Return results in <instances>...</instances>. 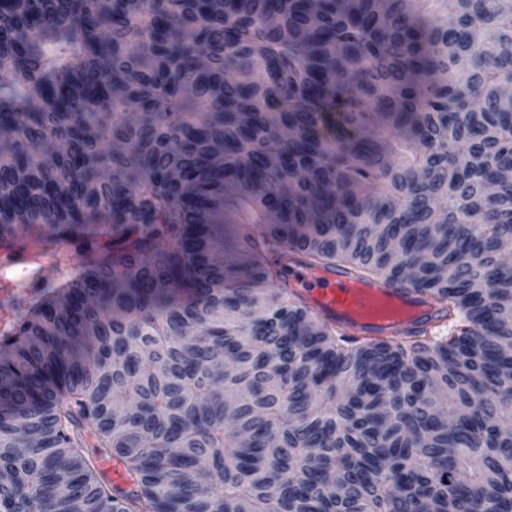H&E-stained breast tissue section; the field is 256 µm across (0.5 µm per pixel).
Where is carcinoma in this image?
Returning a JSON list of instances; mask_svg holds the SVG:
<instances>
[{
    "label": "carcinoma",
    "instance_id": "obj_1",
    "mask_svg": "<svg viewBox=\"0 0 512 512\" xmlns=\"http://www.w3.org/2000/svg\"><path fill=\"white\" fill-rule=\"evenodd\" d=\"M511 86L512 0H0V512H512ZM309 269L302 265H290L287 271L288 286L320 314L333 318L336 312H347L360 324H351L348 331L353 336H386L401 329L422 326L431 316L432 307L419 309L417 316L430 315L410 320L409 316L396 319L370 318L351 306L349 295L361 284L355 282L341 269L329 271ZM363 286V285H361ZM366 325V326H364ZM396 326L394 329L377 330L379 327ZM381 332V333H378Z\"/></svg>",
    "mask_w": 512,
    "mask_h": 512
}]
</instances>
